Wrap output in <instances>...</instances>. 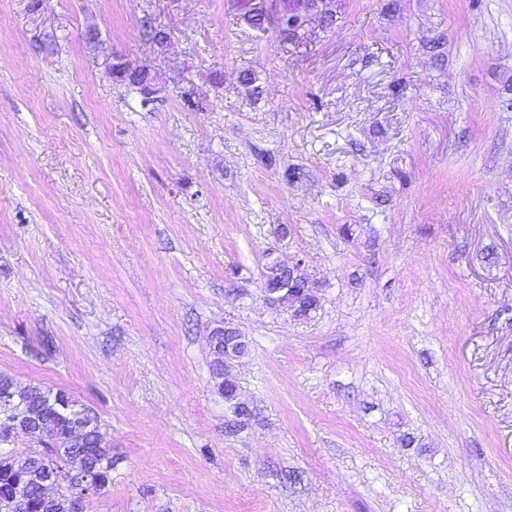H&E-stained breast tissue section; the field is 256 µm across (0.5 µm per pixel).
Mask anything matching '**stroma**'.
<instances>
[{"label":"stroma","mask_w":512,"mask_h":512,"mask_svg":"<svg viewBox=\"0 0 512 512\" xmlns=\"http://www.w3.org/2000/svg\"><path fill=\"white\" fill-rule=\"evenodd\" d=\"M27 4L0 0V374L100 417L84 512H512V0H336L296 46L237 0ZM270 252L308 317L266 300ZM223 337V349L220 350L218 347V338ZM242 340V336H240L235 329L231 327H219L213 330L211 336L209 338V343L211 348H214V351L220 350V360L226 362V360H231L233 358L239 357L238 355V342ZM211 349V350H212ZM224 359V360H223Z\"/></svg>","instance_id":"stroma-1"}]
</instances>
